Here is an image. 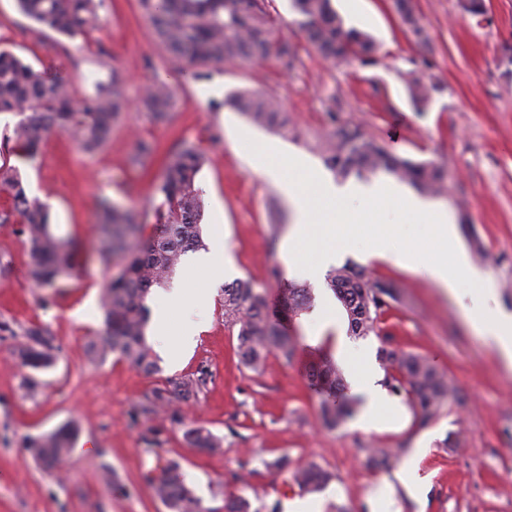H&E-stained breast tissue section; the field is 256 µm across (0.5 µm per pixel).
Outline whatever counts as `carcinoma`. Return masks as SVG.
Segmentation results:
<instances>
[{
    "mask_svg": "<svg viewBox=\"0 0 512 512\" xmlns=\"http://www.w3.org/2000/svg\"><path fill=\"white\" fill-rule=\"evenodd\" d=\"M104 0H17L19 11L36 24L74 38L99 28ZM143 17L151 24L157 42L173 58L194 65L196 77L206 76L214 63L243 65L276 61L288 68L297 58L295 48L277 35V19L266 0H138ZM291 8L301 17L310 46L335 65L353 60L369 62L377 50L368 34L345 27L332 0H291ZM400 17L408 19V31L421 44L429 36L418 21L413 0H403ZM119 77L112 73V85L92 96L76 97L66 84L47 77L23 63L12 52L0 49V112L19 116L12 135L9 154L12 164L0 163V191L11 200L12 209L0 212L1 224H19L29 244L28 274L35 288H54L59 270H73L76 244L57 235L50 221L48 205L28 196L21 166L32 161L40 146L52 135L70 136L78 148L93 153L112 135V125L127 106L118 88ZM405 82L414 106L421 110L438 86L414 71ZM174 97L173 89L154 84L141 97L143 109L157 120L166 117ZM238 109L257 126L288 130V112L280 101L264 90H251L235 97ZM326 164L341 177L354 173L360 177L386 172L417 190L440 194L445 189V174L430 162H414L385 150L374 137L358 125H347L327 143ZM205 154L195 143L180 141L167 158L156 186L151 215H139L106 199L98 204V230L106 258L117 261L119 272L109 278L102 294L104 325L99 340L89 345L93 358L116 353L136 368L151 373L157 359L146 330L149 310L146 298L151 288L171 278L181 257L201 246L200 217L203 208L198 176ZM151 232H146V229ZM327 286L340 303L353 336H367L379 330L381 316L398 300L390 282L371 280L365 271L344 265L327 274ZM292 317L308 312L314 305L312 289L290 284L283 289ZM224 322L238 327L237 356L240 362L258 369L267 355L278 353L289 360L294 356V337L270 319L264 297L248 281L224 286ZM49 331L32 327L25 331L26 342L19 350L23 365L40 370L54 360ZM384 364V386L395 395H405L421 423L438 416L453 391L446 377L425 357L384 345L378 350ZM310 377L330 399L321 408L323 424L336 427L354 413V403L336 399L343 377L336 362L324 355L311 366ZM207 373L177 383L178 394L188 398L206 384ZM78 435L73 423L30 440L34 459L55 465L70 455ZM191 443L200 451L215 452L221 439L211 432L194 428L187 431ZM401 448H374L370 462L383 466L399 458ZM331 475L312 464L297 469L292 479L306 493L320 491ZM156 497L169 512H203L200 499L181 478L178 466L165 467L148 478Z\"/></svg>",
    "mask_w": 512,
    "mask_h": 512,
    "instance_id": "1",
    "label": "carcinoma"
}]
</instances>
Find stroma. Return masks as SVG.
I'll use <instances>...</instances> for the list:
<instances>
[{
  "mask_svg": "<svg viewBox=\"0 0 512 512\" xmlns=\"http://www.w3.org/2000/svg\"><path fill=\"white\" fill-rule=\"evenodd\" d=\"M415 3L429 35L425 46L405 31L392 0H362L355 11L347 0H333L346 26L369 33L378 46L373 62L337 67L310 48L289 0H270L280 38L297 50L295 65L216 64L208 78L198 79L193 66L158 44L137 0H106L100 29L76 38L27 19L16 0H0V48L64 77L79 96L94 94L119 72L129 101L102 149L85 153L67 136L54 135L23 167L29 196L48 204L56 233L82 251L50 304L29 280L19 225L0 224V512H168L145 476L173 462L205 512H224L230 495L248 499L251 512L289 501L304 512L313 499L321 512H375V489L389 496V512H512V375L475 330L497 310L512 313V0H486L481 23L462 12L458 0ZM419 69L438 86L421 112L404 81L406 72ZM158 82L175 92L163 122L138 104L142 87ZM243 89L277 96L296 134L251 123L232 102ZM351 124L393 154L444 170L447 189L431 201L447 208L471 264L494 283L493 295L482 299L460 289L448 295L424 272L368 260L363 250L340 258L399 288L402 299L383 316L380 334L358 343L369 351L376 380L385 376L378 350L386 339L444 372L456 395L435 420L423 426L412 419L401 430L383 417L369 431L349 419L324 428L323 397L306 372L323 353L343 360L337 338L346 333L347 319L333 292L313 286V309L292 326L300 342L294 357L270 354L254 371L239 364L237 330L224 322L226 280L193 269L187 255L173 283L206 291L210 299L172 313L170 330L193 321L196 346L185 352L170 343L150 374L115 353L89 357L88 345L103 327L101 291L118 270L98 250V200L148 211L168 153L180 140L195 142L206 157L198 177L204 251L215 265L231 261L230 278L250 280L275 309L287 282L280 240L292 227L293 208L258 173L239 136L277 145L326 176L321 144ZM142 140L155 150L131 164ZM218 238L225 252H214ZM32 326L51 333L50 368L34 371L21 362V333ZM202 369L208 379L195 397L143 412L155 391H170ZM175 412L180 421L172 420ZM69 422L79 434L63 471L43 468L28 440ZM191 428L222 439V450L193 448L186 437ZM372 448L422 449L417 484L402 482L403 460L387 469L368 467ZM283 457L294 469L321 467L330 482L320 492H301L276 468Z\"/></svg>",
  "mask_w": 512,
  "mask_h": 512,
  "instance_id": "obj_1",
  "label": "stroma"
}]
</instances>
